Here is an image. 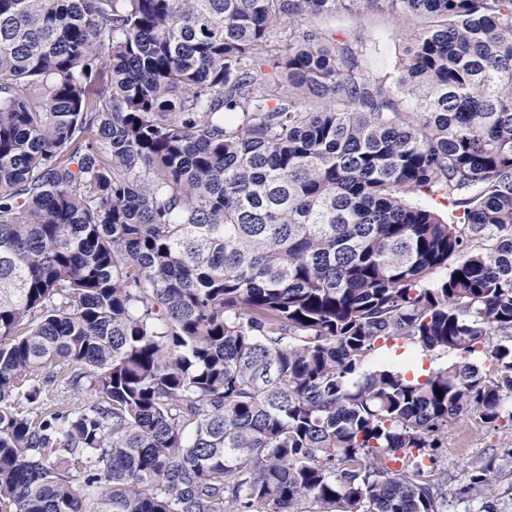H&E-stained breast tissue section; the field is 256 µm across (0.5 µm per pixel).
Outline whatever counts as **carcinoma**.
I'll return each mask as SVG.
<instances>
[{
	"label": "carcinoma",
	"instance_id": "1",
	"mask_svg": "<svg viewBox=\"0 0 512 512\" xmlns=\"http://www.w3.org/2000/svg\"><path fill=\"white\" fill-rule=\"evenodd\" d=\"M365 11L384 76L317 23ZM464 417L512 420V0H0V512H448ZM361 30L368 38L381 41V72L389 71L402 48L401 42L394 35L393 21L387 16L374 15L369 17L364 30ZM407 354H412L415 358L412 368H420L421 371L422 368L429 371L430 369H436L464 359L458 352L447 353L436 351L422 354L417 349V346L405 342L403 339H399L395 342H377L375 344V351L365 359L363 369L369 370L383 365H399L406 359Z\"/></svg>",
	"mask_w": 512,
	"mask_h": 512
}]
</instances>
